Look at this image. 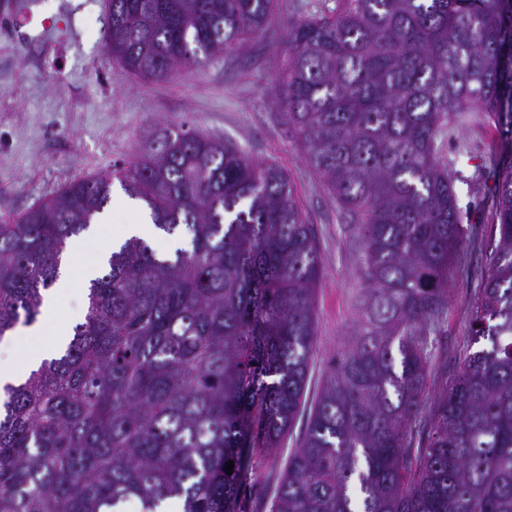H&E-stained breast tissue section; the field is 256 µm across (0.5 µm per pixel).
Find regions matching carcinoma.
<instances>
[{"instance_id":"obj_1","label":"carcinoma","mask_w":512,"mask_h":512,"mask_svg":"<svg viewBox=\"0 0 512 512\" xmlns=\"http://www.w3.org/2000/svg\"><path fill=\"white\" fill-rule=\"evenodd\" d=\"M277 2L109 0L103 41L126 72L160 81L263 36ZM287 44L284 116L359 224L367 288L272 512H512V0H336ZM472 106L502 145L498 239L471 322L490 347L433 394L465 241L441 138ZM115 180L189 247L126 240L65 347L5 386L0 512H120L132 498L140 512H244L251 455L281 447L304 410L322 276L312 225L283 168L157 125L135 160L0 224V337L37 321Z\"/></svg>"}]
</instances>
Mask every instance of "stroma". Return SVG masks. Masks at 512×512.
Instances as JSON below:
<instances>
[{"label": "stroma", "instance_id": "stroma-1", "mask_svg": "<svg viewBox=\"0 0 512 512\" xmlns=\"http://www.w3.org/2000/svg\"><path fill=\"white\" fill-rule=\"evenodd\" d=\"M334 4L281 0L268 36L200 70L145 82L127 74L104 46L107 0H34L28 16L20 14L17 0H0V224L75 179L109 174L132 161L145 134L168 120L187 122L202 135L233 142L251 159L279 165L295 186L322 261L316 353L305 396L310 407L329 357L348 345L363 313V245L357 224L305 163L277 98V74L287 54L289 24ZM446 149L466 241L448 280L442 349L431 369L437 388L474 347L471 321L496 242L495 127L485 113H463ZM307 420L304 414L297 418L281 448L252 455L245 479L248 512H270Z\"/></svg>", "mask_w": 512, "mask_h": 512}]
</instances>
